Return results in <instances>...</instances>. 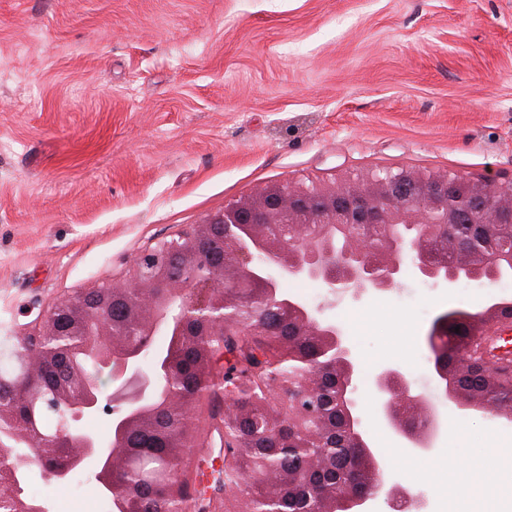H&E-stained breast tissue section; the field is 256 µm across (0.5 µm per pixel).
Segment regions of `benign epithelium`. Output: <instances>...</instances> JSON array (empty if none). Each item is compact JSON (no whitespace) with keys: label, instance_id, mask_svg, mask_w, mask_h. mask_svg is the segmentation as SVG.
Here are the masks:
<instances>
[{"label":"benign epithelium","instance_id":"7a95c632","mask_svg":"<svg viewBox=\"0 0 512 512\" xmlns=\"http://www.w3.org/2000/svg\"><path fill=\"white\" fill-rule=\"evenodd\" d=\"M285 227L274 240L264 226ZM341 249H336V231ZM416 276L453 287L462 280L490 288L512 275V178H470L425 168L379 167L328 180L267 185L206 215L177 237L162 241L130 263L125 281L102 283L65 296L43 314L42 324L25 336L26 346L42 357L58 359L64 353L86 351L107 372L112 389L102 388L99 377L69 366L74 387L60 380L47 407L61 416L57 436L39 443L13 408L0 403V434L8 432L15 447L29 452L17 457L0 449V471L17 468L52 453L43 462L44 477L67 483L77 471L91 469L95 481L112 486V462L131 447V433L155 409L150 401L166 368L154 363L141 367L152 337L164 331L182 336L188 321L199 318L208 335L219 336L234 323L227 312L228 289H264L262 300L270 307L288 304L297 319L299 335L316 336L321 348L334 353L332 368L340 373L336 405L347 436L336 450L342 452L339 468L343 481L329 496L327 512H366L373 499L361 477L366 466L384 471L383 461L366 435L355 397L365 384L383 423L413 447L423 450L426 439L439 428L438 410L406 381L401 368L387 364L364 379L342 329L323 320L320 310L299 297L279 293V280H310L322 284L331 296L360 300L368 290H387L402 280L407 267ZM120 299L134 311L143 340L127 350L113 339L112 300ZM496 293L477 315L452 312L442 316L432 330L434 341L447 338L450 324L467 320L478 326L472 347L454 350L456 374L443 364L432 369L446 399L467 414L512 421V404L490 401L483 387L461 385L467 365L475 360L495 380H512V349L503 327L512 328V316ZM321 394L320 375L305 372L288 386L266 393L267 402L288 405V422L318 420L313 403ZM103 413L115 427L101 438L82 426L88 417ZM322 420V419H320ZM323 431L329 430L322 420Z\"/></svg>","mask_w":512,"mask_h":512}]
</instances>
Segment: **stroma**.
Wrapping results in <instances>:
<instances>
[{
	"label": "stroma",
	"instance_id": "stroma-1",
	"mask_svg": "<svg viewBox=\"0 0 512 512\" xmlns=\"http://www.w3.org/2000/svg\"><path fill=\"white\" fill-rule=\"evenodd\" d=\"M395 165L512 177V0H0V336L259 187ZM286 289L433 399L432 475L512 442L431 377L434 321L484 286Z\"/></svg>",
	"mask_w": 512,
	"mask_h": 512
}]
</instances>
